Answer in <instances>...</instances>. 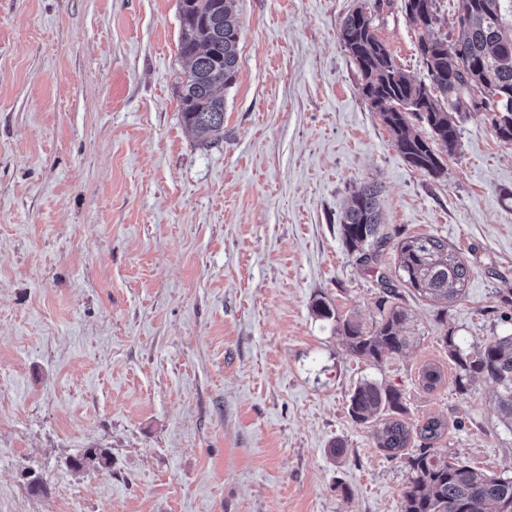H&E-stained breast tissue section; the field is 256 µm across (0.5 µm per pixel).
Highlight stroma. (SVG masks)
<instances>
[{
    "instance_id": "stroma-1",
    "label": "stroma",
    "mask_w": 512,
    "mask_h": 512,
    "mask_svg": "<svg viewBox=\"0 0 512 512\" xmlns=\"http://www.w3.org/2000/svg\"><path fill=\"white\" fill-rule=\"evenodd\" d=\"M359 7L426 79L403 0H236L208 148L179 112V0H0V512H401L405 459L348 412L364 379L512 476L495 384L459 393L443 340L512 332V145L473 112L441 177L404 160L340 40ZM366 184L392 244L440 235L473 269L446 318L406 292L414 342L378 366L311 310L377 312L339 225ZM88 448L111 467L72 469Z\"/></svg>"
}]
</instances>
